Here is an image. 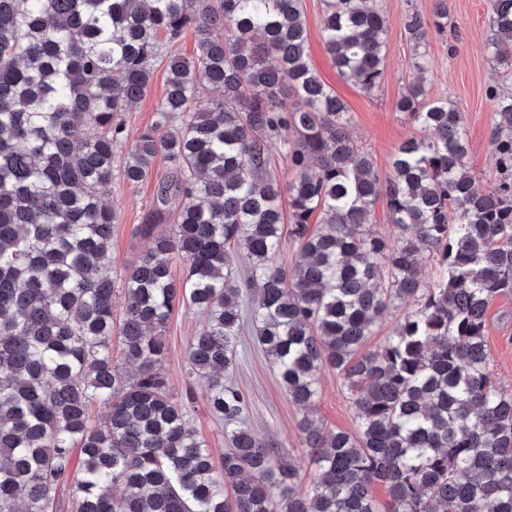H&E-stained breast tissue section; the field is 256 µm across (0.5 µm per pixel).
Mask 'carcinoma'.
I'll return each mask as SVG.
<instances>
[{"instance_id": "1", "label": "carcinoma", "mask_w": 512, "mask_h": 512, "mask_svg": "<svg viewBox=\"0 0 512 512\" xmlns=\"http://www.w3.org/2000/svg\"><path fill=\"white\" fill-rule=\"evenodd\" d=\"M374 2L324 0L325 49L365 93L385 70ZM447 19L442 3L432 21L407 15L415 77L396 107L431 137L404 141L382 178L310 65L302 0H0V512H54L66 489L71 512H512V390L485 340L488 305L512 295V91L494 94L498 179L478 190L463 114L425 85L430 28ZM489 27L508 60L512 0H490ZM187 28L189 57L174 50ZM158 59L165 97L128 146L121 113ZM204 84L219 94L200 100ZM160 156L170 169L137 227L148 247L117 274L100 189L148 180ZM379 199L390 240L373 228ZM288 240L300 260L285 267ZM179 309L202 317L187 376L224 423L220 457L192 391L174 397L160 372ZM246 323L305 411L309 483L246 427L248 394L226 380ZM323 366L350 392L353 431L315 412ZM410 304H399L398 306L390 309L384 317L374 327L373 335L367 340L364 351H377L380 345L383 344L388 336H392L394 329L401 318L403 311L408 308Z\"/></svg>"}]
</instances>
